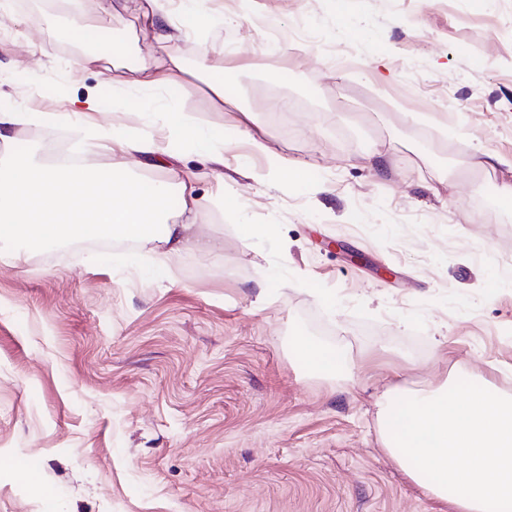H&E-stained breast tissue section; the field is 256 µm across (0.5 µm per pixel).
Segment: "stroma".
Segmentation results:
<instances>
[{
    "label": "stroma",
    "instance_id": "stroma-1",
    "mask_svg": "<svg viewBox=\"0 0 512 512\" xmlns=\"http://www.w3.org/2000/svg\"><path fill=\"white\" fill-rule=\"evenodd\" d=\"M8 4L1 106L68 112L93 95L94 123L141 131L136 81L155 47L138 20L115 9L119 54L85 70L101 24L68 29L77 0ZM205 6L201 31L170 0L171 49L192 66L230 46L231 95L191 75L172 94L223 129L224 161L185 148L135 168L193 174L190 244L161 269L152 242H64L20 267L0 247V512H453L388 456L377 402L512 377V209L497 202L512 175L472 166L512 155V0ZM50 141L111 159L71 127L21 128L15 148ZM291 165L327 192L289 180ZM300 338L354 368L307 372ZM20 458L39 484L16 476Z\"/></svg>",
    "mask_w": 512,
    "mask_h": 512
}]
</instances>
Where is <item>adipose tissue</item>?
<instances>
[{
  "label": "adipose tissue",
  "instance_id": "1",
  "mask_svg": "<svg viewBox=\"0 0 512 512\" xmlns=\"http://www.w3.org/2000/svg\"><path fill=\"white\" fill-rule=\"evenodd\" d=\"M145 34L159 55L143 66L140 120L145 128L138 139L113 138L107 128L90 127L94 142L113 141L121 155L136 153L144 160L157 155L159 147L149 133L162 123L168 148L176 144L220 161L224 143L221 129L206 125L184 111L169 90L187 71L181 58L168 55L173 35L164 23L162 0H130ZM98 98L77 101L74 113L33 112L19 107H0V243L45 245L64 239L123 237L157 243L164 256L180 253L197 222L192 206H183L177 220L167 221L172 194H186L192 176L168 168L165 178L131 176L121 161L94 168L82 163L46 165L16 154V132L27 125L54 127L68 123L72 115L100 110ZM294 358L304 368L332 377L353 365L351 356L306 341H296Z\"/></svg>",
  "mask_w": 512,
  "mask_h": 512
}]
</instances>
